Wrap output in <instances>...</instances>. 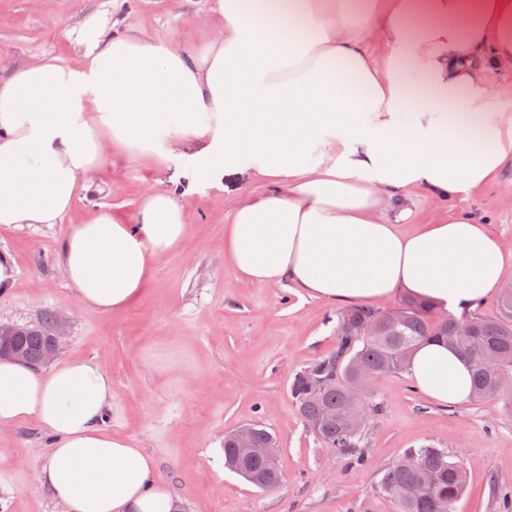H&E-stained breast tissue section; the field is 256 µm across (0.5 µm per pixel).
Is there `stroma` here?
I'll list each match as a JSON object with an SVG mask.
<instances>
[{"label":"stroma","instance_id":"35a3bbf8","mask_svg":"<svg viewBox=\"0 0 512 512\" xmlns=\"http://www.w3.org/2000/svg\"><path fill=\"white\" fill-rule=\"evenodd\" d=\"M215 4L0 0V73L45 58L76 63L83 48L68 32L92 14L197 51L223 29ZM99 180L100 191L80 196L60 223L0 226V252H9L18 269L14 288L0 295V319L59 336L54 366L83 359L103 364L112 378L104 428L154 458L159 479L182 498V512H398L378 489L382 472L424 442L446 449L467 471L456 512H497L489 481L512 485V398L447 408L429 400L407 372L379 375L368 395L377 411L359 465L330 455L304 422L289 393L291 380L335 349L345 305L236 276L224 229L238 198L259 191L258 183L239 174L209 179L192 146L176 147L160 165L110 153ZM160 184L183 194L185 239L155 257L142 295L129 307H86L64 275L63 242L96 212L133 218L142 195ZM410 207L400 229L473 213L512 248V196L499 184L448 202L417 195ZM249 424L277 439L282 479L274 489L258 490L224 466L225 432ZM51 442L33 421L0 427V512H64L36 487L35 465Z\"/></svg>","mask_w":512,"mask_h":512}]
</instances>
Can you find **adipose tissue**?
<instances>
[{
	"mask_svg": "<svg viewBox=\"0 0 512 512\" xmlns=\"http://www.w3.org/2000/svg\"><path fill=\"white\" fill-rule=\"evenodd\" d=\"M223 35L188 53L89 16L74 65L0 76V225L56 224L96 189L108 146L166 160L195 146L212 176L246 174L224 251L247 282L372 303L402 289L462 316L500 288L512 250L483 218L401 232L414 193L468 198L512 165V107L487 88L512 71V0H217ZM188 226L172 190L149 189L133 220L100 212L62 247L87 306L125 309L155 256ZM408 371L433 402L471 397L448 347ZM112 381L96 361L44 372L0 361V426L36 421L52 449L37 482L66 512H179L152 456L101 425Z\"/></svg>",
	"mask_w": 512,
	"mask_h": 512,
	"instance_id": "adipose-tissue-1",
	"label": "adipose tissue"
}]
</instances>
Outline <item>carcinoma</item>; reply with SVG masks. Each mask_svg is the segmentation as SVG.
Wrapping results in <instances>:
<instances>
[{"instance_id": "1", "label": "carcinoma", "mask_w": 512, "mask_h": 512, "mask_svg": "<svg viewBox=\"0 0 512 512\" xmlns=\"http://www.w3.org/2000/svg\"><path fill=\"white\" fill-rule=\"evenodd\" d=\"M500 314L496 319L474 317L464 322L442 320L433 307L415 297H407L391 312L362 304L346 308L336 324V350L314 362L322 371L321 385L309 384L297 372L290 395L306 424L332 454L354 463L364 461L360 448L362 433L349 428L347 414L367 412L362 377H376L405 370L415 350L428 342L444 341L469 361L472 394L475 398L500 395L492 376L480 367L482 351L495 353L504 369L512 372V292H500ZM328 410L334 420L322 421L319 413ZM252 449L234 446L231 432L224 434V466L259 489L280 483L275 460L274 436L254 427ZM423 470L430 490L418 499L402 496L404 488ZM466 472L448 451L432 445L408 448L400 459L383 471L379 491L393 498L399 512H451L466 486ZM501 512H512V487L492 484Z\"/></svg>"}]
</instances>
